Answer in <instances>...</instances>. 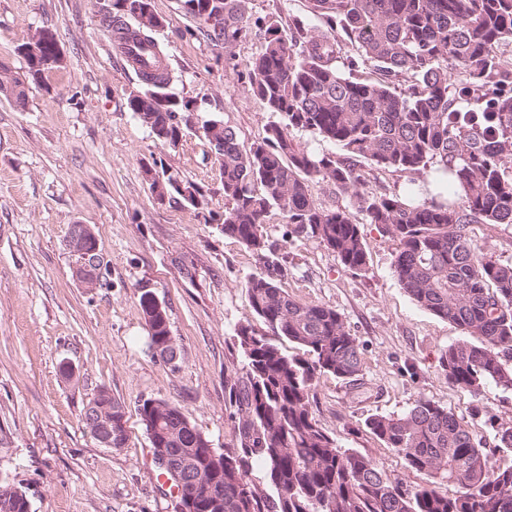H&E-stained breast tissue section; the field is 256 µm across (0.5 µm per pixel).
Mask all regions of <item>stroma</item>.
<instances>
[{
	"instance_id": "stroma-1",
	"label": "stroma",
	"mask_w": 512,
	"mask_h": 512,
	"mask_svg": "<svg viewBox=\"0 0 512 512\" xmlns=\"http://www.w3.org/2000/svg\"><path fill=\"white\" fill-rule=\"evenodd\" d=\"M110 0H0V64L27 68L16 48L51 29L61 68L26 88V100L0 97V483L22 489L30 512H178L158 480L138 408L163 399L218 452L234 442L227 381L244 373L235 330L254 321L246 281L262 265L211 218L227 205L198 125L163 149L126 105L138 74L110 49L102 14ZM164 19L154 37L174 75L171 90L197 101L199 122L232 127L242 149L261 141L273 113L253 95L244 65L257 40L232 48L200 34L177 0H153ZM162 155L169 172L204 185L209 208L157 204L142 165ZM355 218L367 250L359 270L294 233L281 212L262 232L287 270L278 285L299 302L335 308L361 348L357 382L321 375L311 399L338 447L370 456L404 485L422 474L365 426L430 399L462 418L500 464L496 432L512 426V390L473 392L449 384L439 357L460 328L419 307L393 274L396 243L386 227ZM89 225L102 256L100 281L75 277L71 225ZM470 238L493 261L512 263V224H472ZM166 307L177 358L150 347L138 290ZM125 412L127 441L103 447L82 415L100 389Z\"/></svg>"
}]
</instances>
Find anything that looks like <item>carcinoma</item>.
Masks as SVG:
<instances>
[{"instance_id":"obj_1","label":"carcinoma","mask_w":512,"mask_h":512,"mask_svg":"<svg viewBox=\"0 0 512 512\" xmlns=\"http://www.w3.org/2000/svg\"><path fill=\"white\" fill-rule=\"evenodd\" d=\"M179 10L224 47L252 36L245 63L253 95L278 120L244 151L235 130L218 120L202 124L214 153L228 207L221 231L245 245L265 272L245 290L262 323L236 329L246 373L229 386L237 420L235 451L218 452L175 406L161 399L140 405L151 444L161 442L188 469L203 468L210 486L192 512H512V465L501 467L448 408L420 399L400 416L375 415L367 428L401 454L427 484L407 488L383 465L343 450L319 425L311 406L316 377L353 380L362 371L359 343L333 308L293 300L281 288L279 258L262 224L281 211L295 232L336 253L353 270L366 265L359 224L344 207H323L313 183L326 182L355 198L370 224H383L398 242L393 273L411 299L456 324L464 336L441 355L448 382L470 391L492 383L512 389V264L486 259L468 236L470 224H512V0H308L320 27L297 18L283 29L269 17L246 14L245 0H224V22L209 23L205 0H179ZM144 23L112 0L104 28L121 40L149 43L154 71L129 93L128 110L150 130L174 140L181 117L196 104L169 91L153 32L163 26L152 0ZM354 54L343 56L346 48ZM30 82L62 66L49 40L23 54ZM346 59L347 70L339 62ZM0 94L21 102L19 81L0 75ZM335 142L336 156H318L293 131ZM404 174L429 165L443 176L441 191L424 201L362 191L360 163ZM150 189L167 186V203L195 210L208 205L204 186L184 182L163 158L145 166ZM151 345L172 344L166 308L152 291H138ZM286 339L305 356L283 352ZM264 466L269 491L249 483V460ZM456 488L448 493L446 488ZM0 512H30L22 493L0 500Z\"/></svg>"}]
</instances>
